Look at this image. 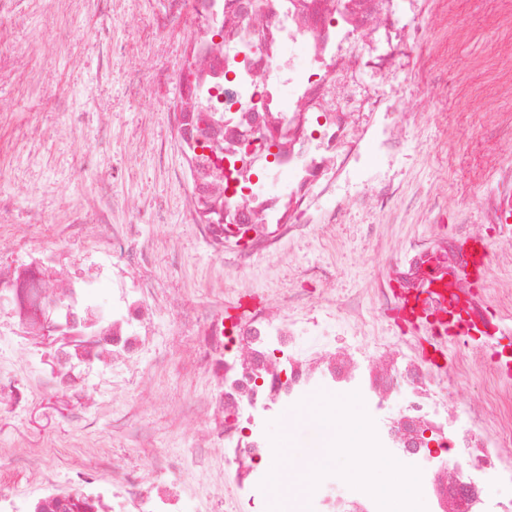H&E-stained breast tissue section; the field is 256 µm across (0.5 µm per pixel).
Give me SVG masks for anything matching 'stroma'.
<instances>
[{
    "instance_id": "35a3bbf8",
    "label": "stroma",
    "mask_w": 512,
    "mask_h": 512,
    "mask_svg": "<svg viewBox=\"0 0 512 512\" xmlns=\"http://www.w3.org/2000/svg\"><path fill=\"white\" fill-rule=\"evenodd\" d=\"M167 0H137L138 21L110 22L102 0H10L0 11V26L10 39L0 44V197L9 209L0 214V236L15 225L31 223L35 213L52 215L38 228L39 239L84 255L89 243L80 228L61 232L68 206L92 193L100 171L115 175L120 197L146 200L161 208L156 224L141 223L135 232L155 241L149 270L186 303L213 301L234 305L224 291L223 263L213 258L182 222L177 206L190 177L178 147L170 145L163 113L178 87L168 80L146 99H130L134 75L144 79L162 68L175 70L183 48V29L166 43L148 44L142 22L164 13ZM427 21L445 28L416 50L417 55L447 59V71L431 70L421 87H445L427 114L412 118L403 139L390 151L375 143L364 149L362 185L345 186L340 197L361 190L397 189L404 209L395 222H379L373 212L351 210L343 223L310 225L288 241L287 262L261 261L250 278L255 294L293 292L314 296L308 276L313 266L328 269L337 300L365 298V290L389 275L394 250L433 234L448 239L472 234L487 244L490 263L481 283L479 304L491 321L506 315L497 289H512V261L502 235L486 222L490 200L498 197L502 172L512 167V0H425ZM42 72L56 100L31 93L30 80ZM40 115L42 134L26 132L29 113ZM108 127L103 151L92 152L100 125ZM22 149H15V142ZM38 241L23 243L7 262L22 263ZM192 339L180 335L175 317L155 318V338L140 367L123 389L131 397L151 399L138 414L140 445L113 429L112 409L86 408L82 394L63 391L44 374L39 358L17 363L18 374L33 388L22 413L0 411V483L39 493L32 481L31 459H39L66 482L72 471L92 473L101 483L116 469L137 468L158 449L177 452L195 438L199 422L182 413L191 397L208 393L207 379L187 371Z\"/></svg>"
}]
</instances>
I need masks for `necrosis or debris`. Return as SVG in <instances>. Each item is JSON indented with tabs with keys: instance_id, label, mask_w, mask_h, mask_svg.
Segmentation results:
<instances>
[{
	"instance_id": "necrosis-or-debris-1",
	"label": "necrosis or debris",
	"mask_w": 512,
	"mask_h": 512,
	"mask_svg": "<svg viewBox=\"0 0 512 512\" xmlns=\"http://www.w3.org/2000/svg\"><path fill=\"white\" fill-rule=\"evenodd\" d=\"M164 14L143 31L164 39L186 22L184 53L175 72L180 98L164 117L172 140L183 145L191 184L179 200L187 224L206 250L230 264L225 282L240 294L236 312L223 302L181 304L176 320L196 336L187 364L212 382L196 397L205 414L202 433L177 456L164 451L144 470L114 473L110 485L77 473L59 484L44 473L39 495L0 485V512H183L181 487L171 472L191 474L200 501L224 500L227 512H254L269 493L254 468L274 459L267 422L297 412L318 393L359 392L364 404L402 403L375 423L382 447L421 472V494L432 512H512V381L484 372V403L467 413L464 457L454 447L448 410L465 380L479 369L482 346L463 345L452 372L427 368L404 339L369 346L357 328L375 310H390L394 286L422 287L446 279L465 298L466 259L447 239L401 246L392 281H378L368 302H336L328 272L311 268L321 283L311 312L296 313V294L246 298L255 258L281 260L285 240L314 223L332 224L339 210L322 212L320 197L335 196L370 136L362 113L385 112L390 123L378 147L388 150L405 132L426 97L404 68L410 50L432 30L409 17L404 0H168ZM304 62H297L296 51ZM131 221H113L116 210ZM93 213V223L83 216ZM143 202L120 198L101 174L88 205L72 212L93 250V274L76 273L54 246L13 266L0 263L1 311L9 335L26 340L54 331L59 343L41 353L56 385L73 390L85 371L120 384L153 341L150 324L170 302L162 282L146 271L151 240L136 239L134 224L158 222ZM339 305L352 332L340 346L303 348L322 311ZM224 451L227 470H214L204 451ZM474 479H465V472ZM307 512H378L367 493L349 489L310 498Z\"/></svg>"
}]
</instances>
